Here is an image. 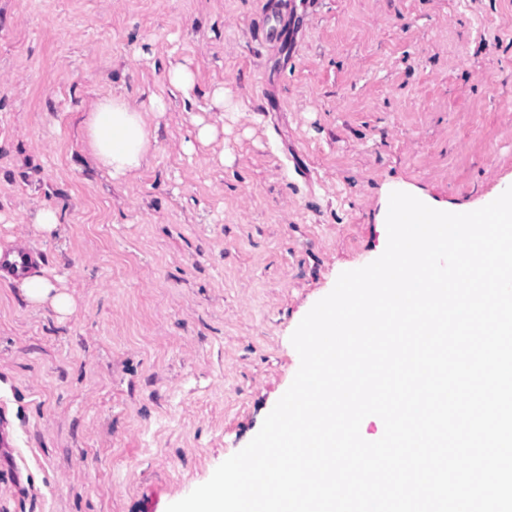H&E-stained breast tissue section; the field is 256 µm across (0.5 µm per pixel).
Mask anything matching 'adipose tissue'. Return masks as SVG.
Listing matches in <instances>:
<instances>
[{
  "mask_svg": "<svg viewBox=\"0 0 512 512\" xmlns=\"http://www.w3.org/2000/svg\"><path fill=\"white\" fill-rule=\"evenodd\" d=\"M154 139L148 113L121 95L98 100L85 120L89 152L117 179L133 177L149 164ZM16 284L29 305H48L64 316L75 310L73 297L46 275L23 273Z\"/></svg>",
  "mask_w": 512,
  "mask_h": 512,
  "instance_id": "ef3b65f1",
  "label": "adipose tissue"
}]
</instances>
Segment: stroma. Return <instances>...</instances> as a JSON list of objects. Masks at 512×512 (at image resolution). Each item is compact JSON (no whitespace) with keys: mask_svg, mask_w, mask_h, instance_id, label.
Listing matches in <instances>:
<instances>
[{"mask_svg":"<svg viewBox=\"0 0 512 512\" xmlns=\"http://www.w3.org/2000/svg\"><path fill=\"white\" fill-rule=\"evenodd\" d=\"M263 2L0 0V248L76 300L0 280V512H166L259 432L391 192L458 213L512 185V0H288L282 43ZM115 93L165 105L121 183L80 126ZM19 279L13 281L17 284L21 297L29 305L39 307L51 306L57 313L65 316L75 310V300L67 292L59 288L50 278L44 274H26L19 272Z\"/></svg>","mask_w":512,"mask_h":512,"instance_id":"35a3bbf8","label":"stroma"}]
</instances>
